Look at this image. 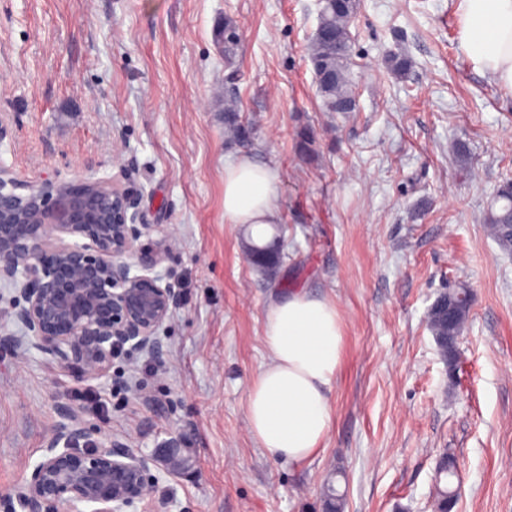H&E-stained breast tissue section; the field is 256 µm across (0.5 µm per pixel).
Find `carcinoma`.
Listing matches in <instances>:
<instances>
[{"label":"carcinoma","instance_id":"carcinoma-1","mask_svg":"<svg viewBox=\"0 0 512 512\" xmlns=\"http://www.w3.org/2000/svg\"><path fill=\"white\" fill-rule=\"evenodd\" d=\"M359 0H323L317 27L312 35L309 60L313 71L329 70L335 79L316 84L317 94L331 112H350L355 106V96L349 77V26L357 12ZM217 40L224 44V62L232 65L239 45V35L233 20H224L217 30ZM224 125L238 138H248L252 131L245 128L238 109H225ZM495 202L499 206L486 214V226L490 236L504 252H512V179L499 185ZM248 256L257 267L270 271L282 261V253L276 243L264 246L251 245ZM470 292L466 288H452L440 293L428 312V325L435 336L460 335L469 317Z\"/></svg>","mask_w":512,"mask_h":512}]
</instances>
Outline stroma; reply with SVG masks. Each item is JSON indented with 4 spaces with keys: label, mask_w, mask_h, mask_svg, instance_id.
Segmentation results:
<instances>
[{
    "label": "stroma",
    "mask_w": 512,
    "mask_h": 512,
    "mask_svg": "<svg viewBox=\"0 0 512 512\" xmlns=\"http://www.w3.org/2000/svg\"><path fill=\"white\" fill-rule=\"evenodd\" d=\"M317 16V0H0V167L134 187L136 248L168 243L154 271L179 294L162 354L126 351L80 380L32 346L0 284V512H21L14 491L65 406L89 447L152 460L159 481L129 512H320L330 483L344 512H436L445 455L451 512H512V253L483 223L512 178V89L466 57L458 0H360L356 107L326 111L308 59ZM227 18L230 68L215 37ZM229 99L249 142L224 132ZM245 154L278 172L268 236L285 257L270 275L247 258L249 227L224 221V166ZM459 283L471 311L451 366L427 316ZM289 290L334 302L343 334L331 429L302 462L270 456L246 418L266 310ZM182 433L194 468L173 477L155 454ZM217 40L224 44V62L227 66L233 64L234 57L239 45V35L233 20H224V26L217 30Z\"/></svg>",
    "instance_id": "1"
}]
</instances>
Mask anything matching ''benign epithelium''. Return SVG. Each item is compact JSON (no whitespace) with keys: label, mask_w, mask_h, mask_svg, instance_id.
<instances>
[{"label":"benign epithelium","mask_w":512,"mask_h":512,"mask_svg":"<svg viewBox=\"0 0 512 512\" xmlns=\"http://www.w3.org/2000/svg\"><path fill=\"white\" fill-rule=\"evenodd\" d=\"M135 200L130 186L34 183L0 168V282L24 300L13 318L36 349L78 378L105 373L125 346L161 353L157 333L177 293L148 275L159 255L129 262L141 235ZM60 415L46 453L16 490L23 512H127L146 498L157 481L146 459L78 447L89 437L86 427L69 406ZM183 442L180 435L166 449L174 477L192 469L175 452Z\"/></svg>","instance_id":"benign-epithelium-1"}]
</instances>
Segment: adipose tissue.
Wrapping results in <instances>:
<instances>
[{
    "label": "adipose tissue",
    "instance_id": "adipose-tissue-1",
    "mask_svg": "<svg viewBox=\"0 0 512 512\" xmlns=\"http://www.w3.org/2000/svg\"><path fill=\"white\" fill-rule=\"evenodd\" d=\"M460 44L476 70L512 86V0H459ZM279 178L269 165L243 157L224 168V221L247 224L255 238L277 223ZM268 361L249 387L250 432L270 454L293 462L324 444L330 390L340 362L335 303L305 293L272 302L265 315Z\"/></svg>",
    "mask_w": 512,
    "mask_h": 512
}]
</instances>
